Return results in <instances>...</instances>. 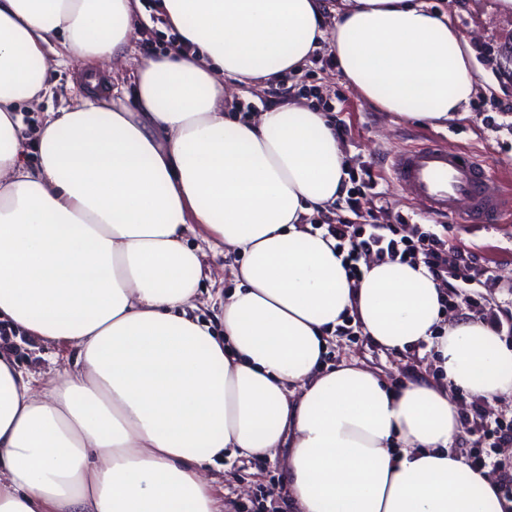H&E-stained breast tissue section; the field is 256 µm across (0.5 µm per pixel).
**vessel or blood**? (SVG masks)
<instances>
[{"label": "vessel or blood", "instance_id": "obj_1", "mask_svg": "<svg viewBox=\"0 0 512 512\" xmlns=\"http://www.w3.org/2000/svg\"><path fill=\"white\" fill-rule=\"evenodd\" d=\"M390 170L398 182L413 187L434 216L481 224L504 208L503 196L490 189L492 172L439 142L429 140L395 155Z\"/></svg>", "mask_w": 512, "mask_h": 512}]
</instances>
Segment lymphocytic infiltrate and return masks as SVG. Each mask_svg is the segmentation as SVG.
Returning a JSON list of instances; mask_svg holds the SVG:
<instances>
[{
	"mask_svg": "<svg viewBox=\"0 0 512 512\" xmlns=\"http://www.w3.org/2000/svg\"><path fill=\"white\" fill-rule=\"evenodd\" d=\"M323 230L334 238L338 252L343 253V263L352 280H360L361 257L374 256L378 260L400 261L410 265L424 264L439 281L443 290L444 308L466 306L474 309L481 323L495 333H502L503 322L497 309L483 304L482 295L475 288L485 270L478 264V257L471 251L450 246L433 229L405 222L395 224H353L345 220L323 222ZM460 421L474 437V445L486 449V456H474L471 466L481 470L492 468L497 474L499 490L504 499L512 501V468L503 464L502 458L512 456V415L490 417L481 399L461 403Z\"/></svg>",
	"mask_w": 512,
	"mask_h": 512,
	"instance_id": "lymphocytic-infiltrate-1",
	"label": "lymphocytic infiltrate"
}]
</instances>
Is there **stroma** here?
<instances>
[{
    "label": "stroma",
    "instance_id": "stroma-1",
    "mask_svg": "<svg viewBox=\"0 0 512 512\" xmlns=\"http://www.w3.org/2000/svg\"><path fill=\"white\" fill-rule=\"evenodd\" d=\"M157 0H142L145 15L139 20V36L128 47L122 60L100 68L101 90L133 102L131 74L141 56L170 49L167 23L156 6ZM431 9L445 10L453 25L472 43L479 83L467 111L456 113L446 122L433 124L395 112L372 107L343 79L328 47L318 49L301 73L265 86L232 90L226 108L240 107L257 112L262 107L298 97L302 89L312 90L317 104H329L341 119L346 132L340 143L346 167L354 178H361L365 167L382 173L375 188L373 214L380 224L395 223L405 217L412 224H430L434 218L409 188L393 179L389 161L411 146L435 139L448 147L475 155L495 172L494 187L508 199L507 208L495 225L463 227L449 223L447 236L458 246L476 253L487 266L492 281L483 290L487 302L500 312L503 323L512 322V115L502 107L512 103V16L498 11L496 0H427ZM90 61L68 56L64 66L50 70L49 90L38 101L22 103L19 112L27 134H34L47 113L57 111L82 96ZM208 277L199 290V313L212 319L210 299L227 293L234 280L224 266L223 256L207 258ZM20 365L37 374H52L70 365L68 349L44 347L24 340L16 348ZM331 362L354 363L379 374L390 385L425 380L439 382L431 352L411 349L390 353L361 335H334L330 340ZM219 499L227 512H287L286 497L280 496L279 463L237 458L223 466L211 467Z\"/></svg>",
    "mask_w": 512,
    "mask_h": 512
}]
</instances>
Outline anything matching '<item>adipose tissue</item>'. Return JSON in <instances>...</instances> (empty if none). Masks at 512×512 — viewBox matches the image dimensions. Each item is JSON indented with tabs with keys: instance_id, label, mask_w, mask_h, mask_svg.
Masks as SVG:
<instances>
[{
	"instance_id": "ef3b65f1",
	"label": "adipose tissue",
	"mask_w": 512,
	"mask_h": 512,
	"mask_svg": "<svg viewBox=\"0 0 512 512\" xmlns=\"http://www.w3.org/2000/svg\"><path fill=\"white\" fill-rule=\"evenodd\" d=\"M178 49L142 58L135 105L95 96L27 141L55 45L91 61L138 37L140 0H0V322L68 343L35 379L0 348V512H217L220 459L282 464L290 512H503L489 469L452 451L449 391L512 397V348L445 323L424 265L370 261L351 284L309 219L341 195L325 113L224 114L227 85L273 82L328 44L375 108L435 123L476 92L474 51L425 0H159ZM38 153L25 162L27 147ZM202 227L231 261L222 334L193 308ZM390 352L434 347L442 383L393 388L327 364L344 318Z\"/></svg>"
}]
</instances>
